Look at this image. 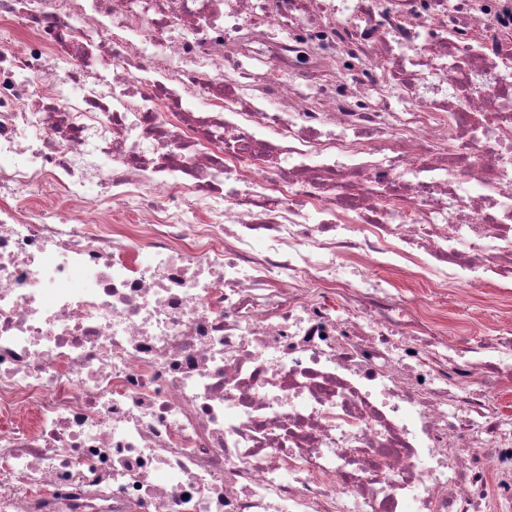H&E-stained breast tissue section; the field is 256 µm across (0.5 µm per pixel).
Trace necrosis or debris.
I'll return each instance as SVG.
<instances>
[{"instance_id":"obj_1","label":"necrosis or debris","mask_w":512,"mask_h":512,"mask_svg":"<svg viewBox=\"0 0 512 512\" xmlns=\"http://www.w3.org/2000/svg\"><path fill=\"white\" fill-rule=\"evenodd\" d=\"M405 281L512 297V0H0V512H512Z\"/></svg>"}]
</instances>
